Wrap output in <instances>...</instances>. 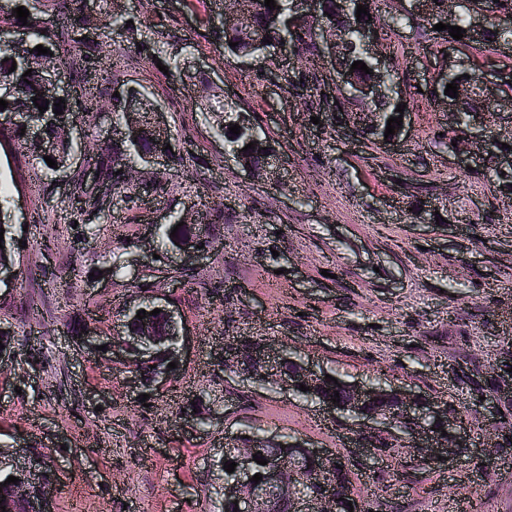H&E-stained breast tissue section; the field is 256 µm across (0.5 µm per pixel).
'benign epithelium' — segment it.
I'll use <instances>...</instances> for the list:
<instances>
[{"instance_id":"benign-epithelium-1","label":"benign epithelium","mask_w":512,"mask_h":512,"mask_svg":"<svg viewBox=\"0 0 512 512\" xmlns=\"http://www.w3.org/2000/svg\"><path fill=\"white\" fill-rule=\"evenodd\" d=\"M229 9L224 11L223 25L226 29H245L249 25V15L242 8V0H224ZM317 0H295L293 11L281 26V36L276 48L288 51L292 48V39L296 33L299 19L315 13ZM488 23L487 14L483 11L471 13L469 36L475 42L481 39ZM375 22L364 24L361 28V39L367 54L372 57L377 73L370 80L361 81L349 73L350 61L345 54V35L333 24H325L321 35L324 48L331 54V66L336 72V79L349 93L352 100L372 101L392 94L393 87L388 80L390 64L379 49L378 36L374 35ZM29 41V30L20 26L0 27V44L21 45ZM466 66L462 57H448L446 72L437 80L434 86L446 85L457 79L458 70ZM16 67L34 69L40 74V91L50 100L71 99L70 77L65 66L58 60H49L42 56H24L16 60ZM468 95L472 99L474 111L469 113L466 120L464 143L455 147L461 156L472 157L479 155L487 158V152L495 149L494 139L504 137L512 139V129L503 133L496 129L499 113L489 111L488 94L482 76L475 77L472 85L468 86ZM124 124L118 131V139L134 138L143 124V112L139 99L133 95L122 97ZM45 124L44 115L37 112H24L13 126L25 129V135L17 140L27 151H36L42 156H52L54 145L47 141L42 134ZM154 138L158 149L143 157L144 165L153 167L157 164L169 163L174 157L173 150L167 148L170 142L166 129L157 121L152 122ZM151 309H159L168 323V334H160L157 323L151 315H146L138 321L136 333L132 334L128 326H123L118 338L105 351L108 358H119L124 355L132 357L134 367H140L145 357V348L159 342L165 344L166 362H181L180 337L183 327L179 325L177 313L170 302L156 301ZM248 353L251 366L239 371L242 379L252 383L271 382L285 392H300V385L309 387L316 392L325 386V373L313 364L297 360L282 347H273L265 340L254 339L250 336H240L224 343V362L236 363L242 353ZM346 401L333 403L327 398L320 402L323 409L337 415L342 409H354L352 418L361 432L358 442L363 453L375 459L379 454L374 452L375 446L382 439L367 436L364 430L373 423H384L391 429H399L396 413H401L403 419L415 425L412 430L414 437H422L427 445L423 454L433 463H438V457H447L456 463L460 462L463 454L471 453L468 444L467 427L461 417L446 405L414 394L402 387L377 386L375 384H349L345 386ZM388 394L398 400L399 408L388 406L380 401L381 395ZM447 435H442V432ZM301 455L291 462L281 458L274 449L264 453L267 465L264 466L262 480L255 483L251 478L255 475L253 454L257 448L253 443L240 438L232 439L224 445V456L231 458L237 466L235 476L224 481V499L238 501V512H270L272 501L280 496H290V512H337L336 498L327 493L289 495L294 485L306 479L316 480L319 468H327L328 461L335 459V454L324 448H316L309 444H301ZM27 464L19 466L14 463L9 450L0 448V469H7L19 477V482L11 485L6 499L0 501L6 512H17L22 507L25 512H49V491L52 484V474L48 470L46 456L38 449L27 450Z\"/></svg>"}]
</instances>
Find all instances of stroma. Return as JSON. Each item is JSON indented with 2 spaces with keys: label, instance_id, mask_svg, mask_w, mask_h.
<instances>
[{
  "label": "stroma",
  "instance_id": "stroma-1",
  "mask_svg": "<svg viewBox=\"0 0 512 512\" xmlns=\"http://www.w3.org/2000/svg\"><path fill=\"white\" fill-rule=\"evenodd\" d=\"M371 14L401 86L427 111L411 110L397 147L375 143L352 104L324 111L288 86L317 76L339 95L326 58L270 51L228 65L211 34L224 0H125L139 28L104 29L101 56L120 60V79L163 112L181 167L164 190L126 201L112 186L47 170L0 138V188L8 199L17 284L0 290V322L12 326L17 361L0 369V448H44L54 477L51 512H222L224 438L305 441L350 455L352 420H328L318 403L274 385L244 381L222 363L232 336L266 338L344 383L406 386L462 411L482 448L480 469L421 463L403 446L364 461L360 502L403 512H512V456L489 450L512 428V408L490 415L512 338V206L494 171L460 166L448 115L428 101L449 47L394 24L401 0H373ZM190 52L217 94L249 112L275 158L250 174L215 134L200 80L169 70ZM119 119L87 115L73 168L92 169ZM100 197L106 221L79 224V202ZM204 204L223 213L206 224L203 259L165 246L161 226ZM42 223L28 222L33 211ZM421 220H413V211ZM170 301L186 328L180 367L163 391L140 402L121 361L91 359L66 327L80 321L98 343L122 329L141 296ZM202 421L177 429L178 412Z\"/></svg>",
  "mask_w": 512,
  "mask_h": 512
}]
</instances>
